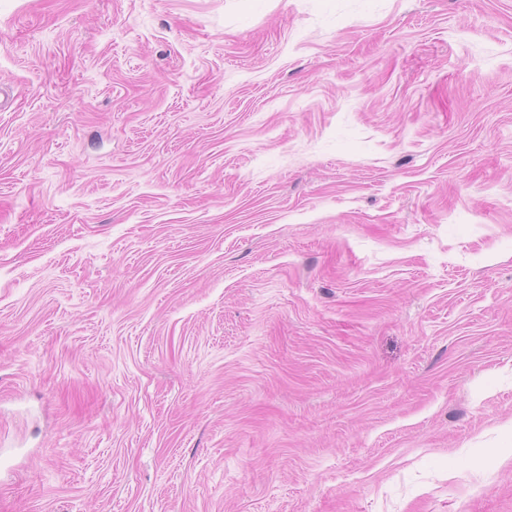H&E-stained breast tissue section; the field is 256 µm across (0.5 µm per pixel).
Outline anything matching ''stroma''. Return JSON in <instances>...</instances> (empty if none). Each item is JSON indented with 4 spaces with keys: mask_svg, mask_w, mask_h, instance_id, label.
Segmentation results:
<instances>
[{
    "mask_svg": "<svg viewBox=\"0 0 512 512\" xmlns=\"http://www.w3.org/2000/svg\"><path fill=\"white\" fill-rule=\"evenodd\" d=\"M0 512H512V0H0Z\"/></svg>",
    "mask_w": 512,
    "mask_h": 512,
    "instance_id": "obj_1",
    "label": "stroma"
}]
</instances>
